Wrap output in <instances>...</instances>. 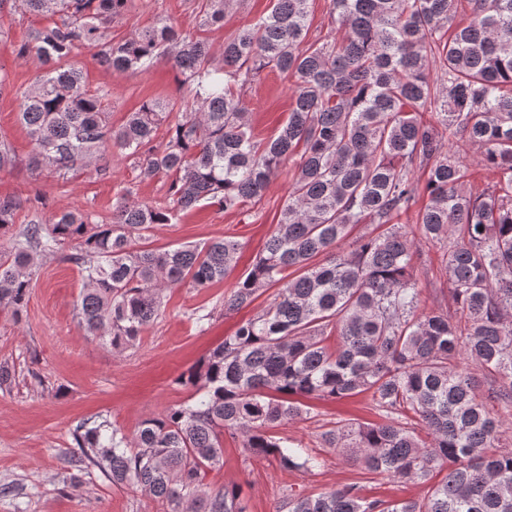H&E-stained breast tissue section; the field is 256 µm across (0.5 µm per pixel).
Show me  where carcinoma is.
Wrapping results in <instances>:
<instances>
[{
	"label": "carcinoma",
	"mask_w": 512,
	"mask_h": 512,
	"mask_svg": "<svg viewBox=\"0 0 512 512\" xmlns=\"http://www.w3.org/2000/svg\"><path fill=\"white\" fill-rule=\"evenodd\" d=\"M129 0H19L53 18L18 55L40 61L19 92L32 164L62 180L92 163L106 173L112 149L134 159L136 178L169 179V205L121 201L106 222L79 209L33 226L0 255V307L19 315L30 288L28 248L64 260L84 280L82 326L120 353L159 318L169 288H207L236 267L240 244L151 249L155 224L208 202L230 212L257 200L286 162L294 175L274 231L224 309L270 302L191 365L176 384L193 391L144 419L132 436L104 420L74 433L80 462L117 488L135 487L170 512H246L242 487L213 488L224 466V433L247 457L286 471L324 461L275 428L310 415L303 399L367 394L379 423H336L322 438L347 462L399 483L448 470L421 500L390 501L353 483L304 496L286 512H512V0H331L342 36L306 43L310 0H271L267 14L224 41L221 63L207 41L165 19L112 41ZM234 0H202V26L224 23ZM93 47L96 64L145 72L164 60L185 76L180 105L149 99L112 129L106 94L70 64ZM294 82L287 121L259 142L240 88L264 70ZM431 113L434 121L425 119ZM165 142L154 144L161 126ZM480 149L495 176L466 190L459 142ZM425 170L424 185L415 171ZM415 211L422 236L439 245L456 306L420 308L419 253L399 223ZM22 199H0V230ZM377 233L349 240L353 226Z\"/></svg>",
	"instance_id": "cac0c4a2"
}]
</instances>
